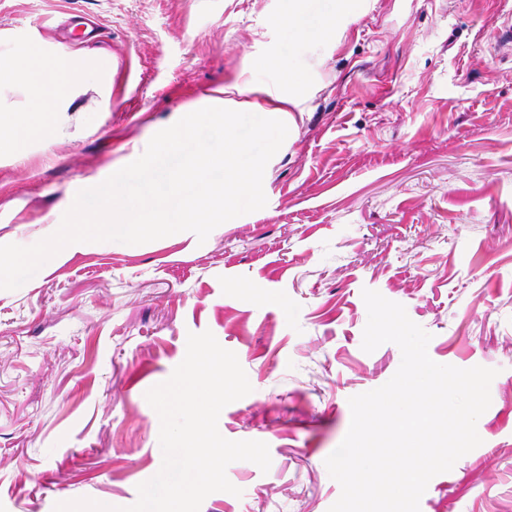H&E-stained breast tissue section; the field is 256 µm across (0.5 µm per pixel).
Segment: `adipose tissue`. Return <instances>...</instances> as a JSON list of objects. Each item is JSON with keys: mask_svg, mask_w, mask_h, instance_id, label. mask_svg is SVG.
<instances>
[{"mask_svg": "<svg viewBox=\"0 0 512 512\" xmlns=\"http://www.w3.org/2000/svg\"><path fill=\"white\" fill-rule=\"evenodd\" d=\"M350 2L289 0L281 22L289 52L279 62L287 88L273 92L260 82L225 87L219 100L223 122L198 114L150 152L142 167L116 172L108 188L60 227V249L78 250L115 232L165 236L185 223H205L211 214L231 216L249 203L268 157L289 140L294 115L303 109L304 82L294 71L293 51L307 38L341 40L347 24L360 16ZM16 66L30 76L33 112L67 111L75 90L105 70L99 61L43 51L23 52Z\"/></svg>", "mask_w": 512, "mask_h": 512, "instance_id": "obj_1", "label": "adipose tissue"}]
</instances>
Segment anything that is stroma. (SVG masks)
<instances>
[{"label":"stroma","instance_id":"stroma-1","mask_svg":"<svg viewBox=\"0 0 512 512\" xmlns=\"http://www.w3.org/2000/svg\"><path fill=\"white\" fill-rule=\"evenodd\" d=\"M288 0H0V68L38 43L107 60L112 96L83 85L68 111L28 112L27 80L0 96L39 127L0 151V512L91 498L133 505L162 465L145 399L211 331L252 391L228 404L230 440L267 443L268 471L226 474L200 512H328L326 458L350 397L398 370L393 343L362 349L363 289L404 305L440 364L497 369L480 446L433 477L420 512H512V0H368L340 44L298 50L306 111L267 160L261 192L224 222L45 252L74 205L162 138L213 111V89H278ZM94 16L96 38L60 26ZM266 62L255 71L257 62ZM50 259L51 256L47 254L40 257L20 256L13 261L11 270L24 273L28 277H37L45 272Z\"/></svg>","mask_w":512,"mask_h":512}]
</instances>
